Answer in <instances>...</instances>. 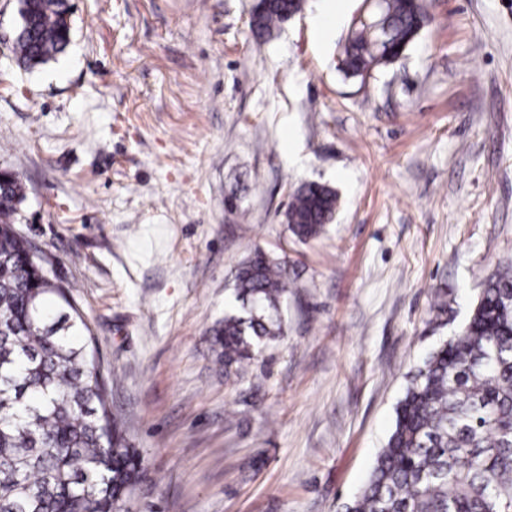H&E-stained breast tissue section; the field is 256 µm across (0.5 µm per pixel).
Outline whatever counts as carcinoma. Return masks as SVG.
Returning <instances> with one entry per match:
<instances>
[{
  "label": "carcinoma",
  "instance_id": "obj_1",
  "mask_svg": "<svg viewBox=\"0 0 512 512\" xmlns=\"http://www.w3.org/2000/svg\"><path fill=\"white\" fill-rule=\"evenodd\" d=\"M305 0H258L251 27L269 33ZM430 0H378L353 21L346 76L365 79L400 61L431 20ZM27 16L13 41L20 63L45 64L72 36L68 0H19ZM19 176L0 183V512H120L143 474L112 415L92 337L44 266L29 258L13 217ZM337 192L307 183L291 193L292 235H321ZM224 320L213 330L224 371L237 372L284 334L285 262L254 251L232 272ZM432 322L448 324L436 293ZM344 512H512V263L488 277L461 331L408 376L394 427L369 478Z\"/></svg>",
  "mask_w": 512,
  "mask_h": 512
}]
</instances>
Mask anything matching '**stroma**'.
Masks as SVG:
<instances>
[{
	"label": "stroma",
	"mask_w": 512,
	"mask_h": 512,
	"mask_svg": "<svg viewBox=\"0 0 512 512\" xmlns=\"http://www.w3.org/2000/svg\"><path fill=\"white\" fill-rule=\"evenodd\" d=\"M255 2L69 0L67 52L26 70L0 0V169L145 459L130 512H342L408 372L512 257V0H433L364 81L338 68L362 0L325 43L323 0L265 37ZM304 182L340 197L306 243ZM257 247L296 279L285 333L228 376L212 329ZM290 196L285 219L292 235L299 241L321 235L336 215L337 192L325 185L307 183L296 188Z\"/></svg>",
	"instance_id": "1"
}]
</instances>
